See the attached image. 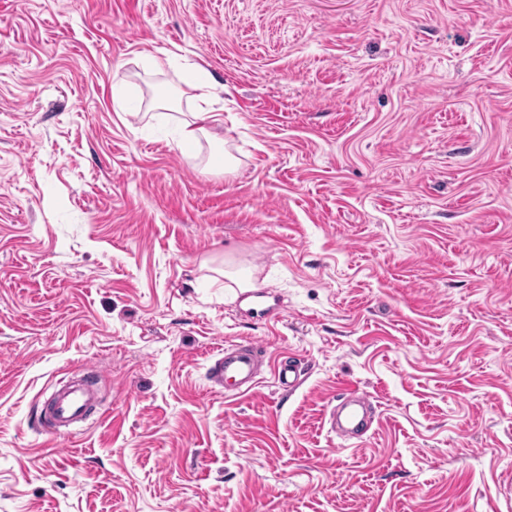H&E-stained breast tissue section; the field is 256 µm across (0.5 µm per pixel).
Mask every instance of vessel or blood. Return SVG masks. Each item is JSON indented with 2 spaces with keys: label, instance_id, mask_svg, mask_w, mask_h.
<instances>
[{
  "label": "vessel or blood",
  "instance_id": "vessel-or-blood-1",
  "mask_svg": "<svg viewBox=\"0 0 512 512\" xmlns=\"http://www.w3.org/2000/svg\"><path fill=\"white\" fill-rule=\"evenodd\" d=\"M264 360L263 349L253 342L229 345L212 361L208 379L213 386L227 390L253 389ZM100 404L95 379H78L46 400L41 430L51 435L70 433L76 426L86 423ZM369 410V405L362 402L350 408L344 418L331 419V433L344 440L359 435L365 428Z\"/></svg>",
  "mask_w": 512,
  "mask_h": 512
}]
</instances>
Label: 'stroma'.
Here are the masks:
<instances>
[{
    "instance_id": "35a3bbf8",
    "label": "stroma",
    "mask_w": 512,
    "mask_h": 512,
    "mask_svg": "<svg viewBox=\"0 0 512 512\" xmlns=\"http://www.w3.org/2000/svg\"><path fill=\"white\" fill-rule=\"evenodd\" d=\"M88 370L106 415L41 434ZM510 473L512 0H0V512H512ZM189 115L190 120L186 119L179 123L176 142L178 148L182 151L194 149L202 134L218 139L217 134L212 133L209 128L213 129L222 124L223 120L219 112H211L196 104L194 112H189ZM264 360V350L251 341L229 345L212 361L208 379L225 391L245 386L242 392H248L254 388ZM358 407H351L343 420L336 419V414L333 412L327 419V424L330 423V432L336 434L341 439H348L353 436L359 435L365 429L369 410V404L360 402Z\"/></svg>"
}]
</instances>
